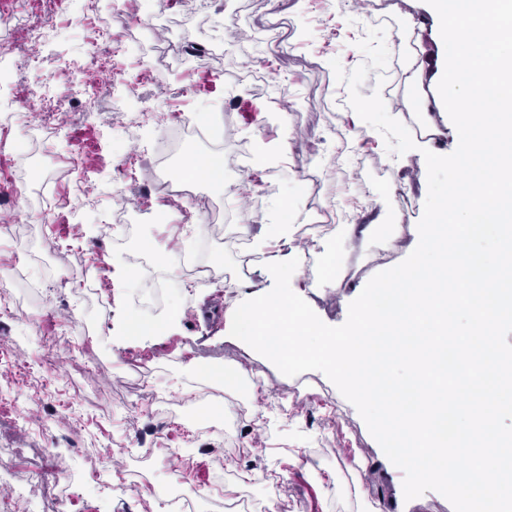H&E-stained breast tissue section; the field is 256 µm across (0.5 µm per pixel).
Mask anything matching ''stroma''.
Wrapping results in <instances>:
<instances>
[{
	"mask_svg": "<svg viewBox=\"0 0 512 512\" xmlns=\"http://www.w3.org/2000/svg\"><path fill=\"white\" fill-rule=\"evenodd\" d=\"M112 0H0V15L24 14L51 23L54 37L21 36L12 45L11 74L0 81V117L29 85L50 79L60 112L29 118L30 131L0 130V466L12 486L26 487L31 465L43 466L58 492L20 500L14 512H171L166 496L130 491L132 482L183 484L206 497V512L247 500L251 512H453L429 491L405 500L403 473L384 454L355 406L319 371L283 375L269 360L230 335L223 309L236 299L234 281L244 251H259L251 277L273 284L267 266L295 257L292 290L327 325L345 322L348 307L378 272L402 262L417 245L415 233L427 197L423 155L389 152L383 136L349 105V88L331 66L350 72L365 63L358 43L370 28L385 30L389 60L370 70L362 95L380 93L388 113L413 140L439 155L457 142L434 88L445 62L438 20L426 0H224L192 8L189 0H124L113 31L132 39L144 22L163 12L164 54L125 56L123 78L111 81L86 65L83 18ZM206 43L226 42L224 57L185 70L170 66L168 31ZM253 76L251 91L231 89L234 74ZM95 86L93 104L72 99L76 81ZM219 113L224 184L188 181L185 155L165 166L155 152L175 114ZM63 127L66 141L53 134ZM356 132L349 153L337 133ZM287 144L285 162L242 169L256 143ZM79 146L91 185L79 183L65 163ZM139 155L143 174L122 186L118 164ZM321 173L320 199L335 198L347 213L348 236L335 230L312 239L304 171ZM170 183V191L159 188ZM138 212L135 224L110 223L113 190ZM230 222L223 234L204 230L208 207ZM288 221L287 239L269 236ZM247 223L253 241L238 244L236 226ZM165 244L171 259H155L148 286L169 283L177 326L161 335L115 337L129 314L140 312L134 288L124 283L115 258L130 259L147 240ZM201 249L220 276L195 283L174 263L181 250ZM335 251L334 281L317 277L309 257ZM237 368L250 377L239 395L218 375ZM261 413V427L252 416ZM152 448L145 464L124 453L133 440ZM49 456H42V449ZM171 448H188L181 462ZM108 458L105 484L70 487V472L89 473ZM242 471L254 473L240 483Z\"/></svg>",
	"mask_w": 512,
	"mask_h": 512,
	"instance_id": "obj_1",
	"label": "stroma"
}]
</instances>
